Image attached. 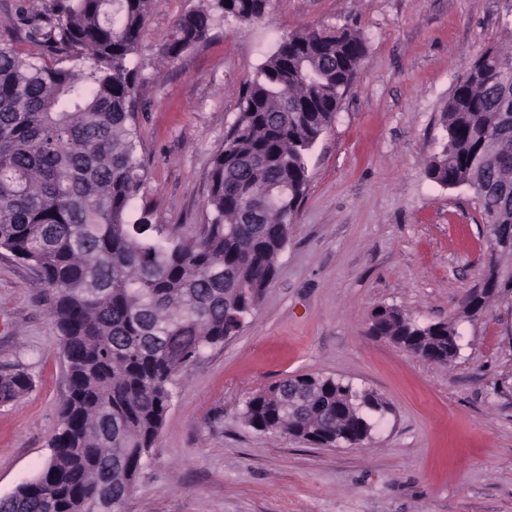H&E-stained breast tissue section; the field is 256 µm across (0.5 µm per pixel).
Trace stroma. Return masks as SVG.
I'll return each instance as SVG.
<instances>
[{"label":"stroma","mask_w":512,"mask_h":512,"mask_svg":"<svg viewBox=\"0 0 512 512\" xmlns=\"http://www.w3.org/2000/svg\"><path fill=\"white\" fill-rule=\"evenodd\" d=\"M51 0H0V46L50 67L34 15ZM213 0H157L130 64L137 71L131 208L180 235L208 218V173L240 95L289 34L346 28L367 56L314 147L311 181L277 274L243 330L181 373L146 466L122 512H512V297L460 317L490 243L474 197L425 174L457 80L512 45V0H270L241 24L216 16L174 62L158 56L183 14ZM393 307L422 323L457 319L461 349L427 362L370 333ZM33 387L0 406V498L50 453L67 389L61 337L25 263L0 251V366ZM341 376L390 405L363 447L264 434L244 401L302 374Z\"/></svg>","instance_id":"35a3bbf8"}]
</instances>
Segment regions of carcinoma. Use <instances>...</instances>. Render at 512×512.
I'll list each match as a JSON object with an SVG mask.
<instances>
[{
  "label": "carcinoma",
  "instance_id": "cac0c4a2",
  "mask_svg": "<svg viewBox=\"0 0 512 512\" xmlns=\"http://www.w3.org/2000/svg\"><path fill=\"white\" fill-rule=\"evenodd\" d=\"M156 0H53L35 30L85 65L48 67L0 47V250L33 268L62 338L68 391L39 474L0 498V512H121L147 463L178 375L224 344L277 273L310 182L309 156L366 57L355 32L311 29L283 39L242 92L209 173L210 222L167 233L130 220L143 185L136 159L137 73L128 65ZM224 17L261 18L268 0H216ZM213 10L180 17L160 56L203 40ZM443 112L445 136L426 176L448 188H512V49L474 63ZM484 223L512 211L475 195ZM512 280V235L491 250L482 288L462 305L473 320L486 288ZM372 334L447 364L457 323H419L389 308ZM20 363L0 368V405L28 391ZM389 404L342 378H284L245 402L253 430L324 447L363 446Z\"/></svg>",
  "mask_w": 512,
  "mask_h": 512
}]
</instances>
